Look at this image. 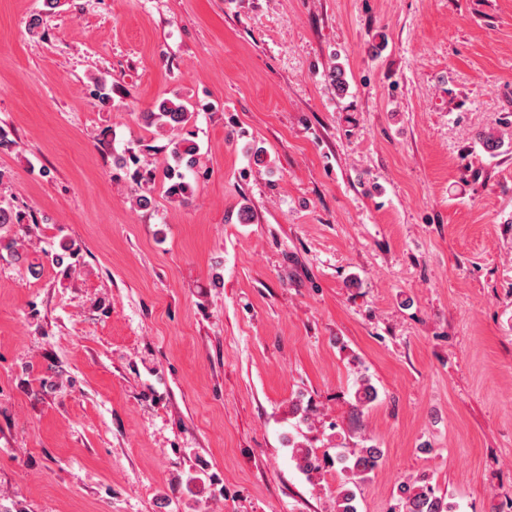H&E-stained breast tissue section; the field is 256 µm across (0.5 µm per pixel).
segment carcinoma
Instances as JSON below:
<instances>
[{
	"mask_svg": "<svg viewBox=\"0 0 512 512\" xmlns=\"http://www.w3.org/2000/svg\"><path fill=\"white\" fill-rule=\"evenodd\" d=\"M142 122L169 135L167 145L158 148L143 144L139 153L131 154L130 159L140 164V156L149 155L158 150L166 152L162 174L169 183L167 192L173 199H183L191 192V186L185 181L183 170L191 169L198 163L200 146L195 132L189 129L193 112L183 100L167 98L158 100L152 109L140 113ZM147 176L137 181L138 195L136 203L140 207L150 205L149 184L156 178L155 170L141 167ZM79 248L72 242L60 244V251L52 256V262L58 267L70 269L72 260L78 255ZM383 457L382 449L377 445H362L353 450L351 456L338 455L332 459L321 457L314 450L296 443L293 446V459L297 467L308 476L318 478L329 468L338 464L343 473L334 500L333 512H357L354 487L365 480ZM398 512H452V505L446 497L438 493L427 480L419 478L414 482H402L396 488Z\"/></svg>",
	"mask_w": 512,
	"mask_h": 512,
	"instance_id": "cac0c4a2",
	"label": "carcinoma"
}]
</instances>
